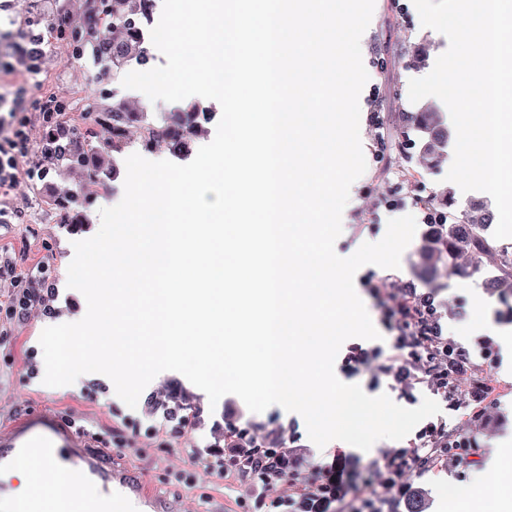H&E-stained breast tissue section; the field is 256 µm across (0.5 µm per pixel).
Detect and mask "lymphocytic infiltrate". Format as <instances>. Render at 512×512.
<instances>
[{
	"mask_svg": "<svg viewBox=\"0 0 512 512\" xmlns=\"http://www.w3.org/2000/svg\"><path fill=\"white\" fill-rule=\"evenodd\" d=\"M26 125V117L20 116L16 109L0 114L1 191H10L16 183L17 156L27 148ZM2 278L9 279L12 285L6 300L0 301V315L6 322L25 321L35 311L49 318L59 315L60 310L55 305L58 290L43 269L22 275L17 273L10 258L0 256ZM390 314L396 320L398 331L397 353L390 357L388 364L381 366V373L391 376L395 385L403 389L426 385L444 395L452 407H461L455 379L448 374V359L455 355L464 363L470 353L466 348L449 344L434 295L410 285L403 286ZM140 416L149 423V435L166 437L171 444L200 424L192 402L172 386L148 395ZM212 437V442L206 446L187 449V464L172 466L169 478L178 483H195L240 477L262 512H336L337 507L346 506L350 501L355 504L353 512H397L408 493L405 473L419 461L418 455L402 450L376 462L373 474L386 492L385 499L378 500L356 492L348 482L349 473L340 459L322 466L316 478L302 481L288 471L277 450L270 448L261 456L251 458L249 469L242 471L224 452L223 425H213ZM419 439L420 452H426L435 461L446 457L462 460L477 453L475 439H449L441 422L427 427Z\"/></svg>",
	"mask_w": 512,
	"mask_h": 512,
	"instance_id": "1",
	"label": "lymphocytic infiltrate"
}]
</instances>
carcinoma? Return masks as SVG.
Here are the masks:
<instances>
[{"mask_svg": "<svg viewBox=\"0 0 512 512\" xmlns=\"http://www.w3.org/2000/svg\"><path fill=\"white\" fill-rule=\"evenodd\" d=\"M156 8V0H84V14L74 23L68 19L65 5L61 3L53 25L67 43L68 55L79 59L89 54L100 74L118 79L130 66L148 67L154 62L144 32ZM107 24L112 25V37L96 36ZM82 100L88 102V107L82 109L81 114L89 116V121L84 123L82 142H53L46 138L38 147L48 172L80 168L96 179L101 172L98 157L109 146L117 154L137 144L152 152L166 150L176 156L187 155L211 116L195 104L170 118L155 119L146 109H133L115 94L108 100L94 91L88 92ZM410 121L427 137L424 156L432 163L437 162L448 147L449 138L448 127L440 114L427 109L410 116ZM54 206L62 222L74 227L86 223L84 209L75 206L73 199L57 198ZM489 221L487 214L476 213L460 224L450 214L448 223L431 225L417 250L418 264L434 270L440 263L447 273L461 274L459 257L467 256L474 261L493 255L501 273L500 283L509 289L499 296L506 304L512 295V248L487 237Z\"/></svg>", "mask_w": 512, "mask_h": 512, "instance_id": "obj_1", "label": "carcinoma"}]
</instances>
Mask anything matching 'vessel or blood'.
I'll list each match as a JSON object with an SVG mask.
<instances>
[{"mask_svg": "<svg viewBox=\"0 0 512 512\" xmlns=\"http://www.w3.org/2000/svg\"><path fill=\"white\" fill-rule=\"evenodd\" d=\"M21 460L32 470L25 512H189L183 500L158 494L141 472L113 460L111 451L92 447L49 409L0 428V512H15L6 475ZM47 470L56 477L50 494L42 489Z\"/></svg>", "mask_w": 512, "mask_h": 512, "instance_id": "vessel-or-blood-1", "label": "vessel or blood"}]
</instances>
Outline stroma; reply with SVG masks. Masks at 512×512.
Masks as SVG:
<instances>
[{"label": "stroma", "instance_id": "1", "mask_svg": "<svg viewBox=\"0 0 512 512\" xmlns=\"http://www.w3.org/2000/svg\"><path fill=\"white\" fill-rule=\"evenodd\" d=\"M55 10L54 0H0V98L16 100L24 107L28 120V149L17 160L19 183L7 195L0 196V253L11 258L17 272H28L35 266H47V275L59 290L60 299L74 294L67 286V270L72 260V244L77 236L61 224L50 200L70 192H78L88 205L89 225L100 221L99 210L116 205L123 196V181L112 176V157L104 155L99 178L91 179L79 169H67L48 174L44 179H30L29 171L41 164L37 151L47 127L43 124L35 102L46 96L69 95L81 98L87 89H106V81H95L96 68L92 61L74 62L50 27ZM42 33L47 41L45 53L33 68L20 65L23 48L31 32ZM445 35L423 27L413 0H375L374 13L361 43L363 63L369 74L364 87V108L360 114L361 144L367 162L364 174L354 183V199L343 210L342 233L335 243L338 255L354 253L364 242L379 241L386 232L388 219L407 214L419 224L411 243L396 269L375 265L361 267L354 279L355 289L364 302L371 320L381 335L379 347L389 348L396 338L395 327L386 323L391 305L384 283L395 280L433 293L444 316V329L449 340L467 348L471 360L465 364L456 381L459 393L470 395L471 383L481 378L497 390L496 401L478 421H467L465 411H452L447 401H440V419L448 424V436L475 438L479 455L472 462H439L432 470L420 473L408 471L405 480L410 489L422 491L427 499V512H451V504L460 497H479L476 476L486 470L497 457L512 456V352L505 348L512 341V312L496 298L497 284L492 276L498 268L492 257H484L475 267L467 286L451 284L448 276L438 275L424 280L417 267L416 251L427 231L422 211L415 205L418 196H432L444 186V177L452 161L444 159L435 167H427L421 151L418 132L403 122L407 113L434 108L445 112L437 98L427 97L410 102V79L422 77L448 48ZM426 54L424 65H415L412 53ZM380 292H373V285ZM51 319L35 316L11 326L7 339H0V370L9 373L8 382L0 385V425L15 415L40 408L56 413L74 411L94 425L105 428L134 416L118 396L94 401L86 397L82 381L50 387L42 380H28L22 370L27 348L38 346L44 328ZM490 339L496 349L494 358H482L479 342ZM347 348H340L334 364L339 380L359 384L370 396L387 394L405 408L420 405L429 396L426 387H415L402 393L393 387L390 377H376L367 368L351 375L345 369ZM174 382L199 406L208 423L218 419L237 425H250L251 432L265 436L267 432H282L289 451L290 468L299 477L315 475L333 453L345 455L353 473L365 477L367 470L384 451L404 449L408 439L378 440L370 450L363 451L343 441H330L318 448L308 437L301 415L273 405L260 413L248 410L237 396H223L217 405H210L205 392L175 371L158 374L154 385ZM140 436L131 447L113 450L116 460L141 469L158 492L183 499L191 512H210L216 501H223L224 512H261L253 503L239 504L243 491L239 485L225 486L221 481H201L193 485L171 483L167 480L172 460L163 446L162 438L146 439L143 431L147 422H140Z\"/></svg>", "mask_w": 512, "mask_h": 512}]
</instances>
